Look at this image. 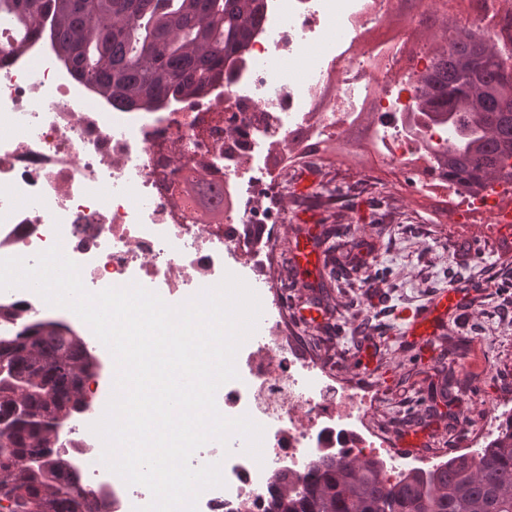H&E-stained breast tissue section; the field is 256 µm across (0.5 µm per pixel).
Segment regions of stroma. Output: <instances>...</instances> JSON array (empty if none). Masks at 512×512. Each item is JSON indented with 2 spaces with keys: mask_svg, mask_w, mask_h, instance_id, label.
I'll use <instances>...</instances> for the list:
<instances>
[{
  "mask_svg": "<svg viewBox=\"0 0 512 512\" xmlns=\"http://www.w3.org/2000/svg\"><path fill=\"white\" fill-rule=\"evenodd\" d=\"M459 25L440 0H392L371 35L404 32L409 49L433 54ZM373 120L364 115L343 141L320 144L301 163L272 159L279 183L257 204L274 232L270 274L282 286L296 336L335 371L376 385L379 424L399 436L419 433L416 451L430 453L465 440L488 403L512 398V225L452 209L442 196L418 191L411 173L373 168L361 147ZM307 167L317 184L341 187L342 196L301 193ZM306 233L348 242L345 258L318 254V274L334 276L326 329L295 313L309 291L298 286L287 257ZM471 284L482 290L470 310L448 317L430 345L408 337L403 313L449 286ZM447 371L464 385L450 399L432 393Z\"/></svg>",
  "mask_w": 512,
  "mask_h": 512,
  "instance_id": "stroma-1",
  "label": "stroma"
}]
</instances>
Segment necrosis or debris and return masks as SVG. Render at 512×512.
Segmentation results:
<instances>
[{
	"label": "necrosis or debris",
	"mask_w": 512,
	"mask_h": 512,
	"mask_svg": "<svg viewBox=\"0 0 512 512\" xmlns=\"http://www.w3.org/2000/svg\"><path fill=\"white\" fill-rule=\"evenodd\" d=\"M390 3L266 0L249 64L168 112L91 104L89 87L47 42H19L0 17V44L23 45L0 60V258L31 261L58 243L89 287L136 280L192 298L231 273L265 299L260 332L240 346L239 378L218 403L225 417L263 427L264 455L252 458L237 435L213 448L224 460L225 484L205 490L197 512H267L280 477L304 476L326 453L376 460L392 482L448 459L395 448L372 418L374 390L335 377L301 352L280 284L267 272L271 240L253 229L255 198L272 178L271 144L296 162L303 150L295 134L323 143L370 106L375 118L364 146L378 163L412 168L420 188L444 194L456 209L501 212L496 197L457 193L432 169L428 149L447 145V127L408 125L414 96L401 75L405 37L366 38ZM315 45L319 53L306 58L305 48ZM172 143L180 148L177 164L166 152ZM199 169L224 189V212L213 224L196 207L172 204L190 196ZM93 417L81 413L59 445L73 453L79 485L112 512H136L151 494L98 466Z\"/></svg>",
	"instance_id": "4bbe7bcc"
}]
</instances>
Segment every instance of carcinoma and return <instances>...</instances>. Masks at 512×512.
<instances>
[{"mask_svg": "<svg viewBox=\"0 0 512 512\" xmlns=\"http://www.w3.org/2000/svg\"><path fill=\"white\" fill-rule=\"evenodd\" d=\"M265 0H0V15L31 39L43 25L58 56L97 96L119 107L161 112L204 94L245 63ZM512 49L470 31L449 35L413 86L415 124L448 126L432 165L470 194L490 170L512 182ZM202 207L221 198L195 183ZM0 320V509L99 512L76 483L68 457L45 447L57 421L84 410V383L97 366L76 331L53 319ZM7 505H1V502ZM270 512H512V412L478 461L454 456L393 484L374 460L320 458L302 487L281 483Z\"/></svg>", "mask_w": 512, "mask_h": 512, "instance_id": "1", "label": "carcinoma"}]
</instances>
